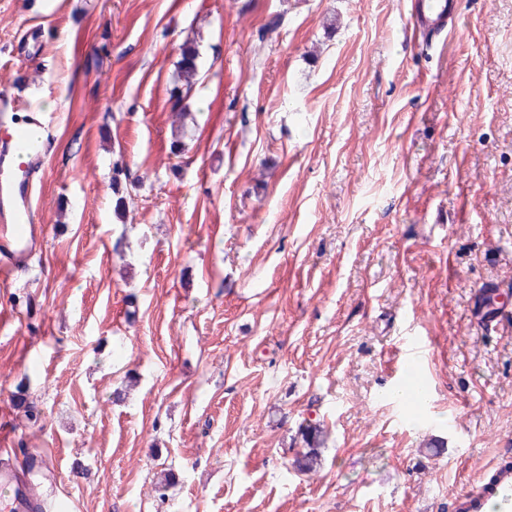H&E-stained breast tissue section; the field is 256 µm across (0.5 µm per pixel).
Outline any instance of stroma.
Wrapping results in <instances>:
<instances>
[{
    "instance_id": "1",
    "label": "stroma",
    "mask_w": 512,
    "mask_h": 512,
    "mask_svg": "<svg viewBox=\"0 0 512 512\" xmlns=\"http://www.w3.org/2000/svg\"><path fill=\"white\" fill-rule=\"evenodd\" d=\"M455 2L427 48L408 0H0L54 134L0 435L67 512H466L512 466V320L472 309L512 298V0ZM198 49L193 42L186 41L181 48L180 59L178 61L179 73L187 82L193 78L198 68ZM322 434L323 428L320 422L309 421L301 427V435L308 447V451L295 461V467L299 471L311 470L318 464L317 448L320 447Z\"/></svg>"
}]
</instances>
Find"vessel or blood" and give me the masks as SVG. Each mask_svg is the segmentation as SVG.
<instances>
[{
  "label": "vessel or blood",
  "instance_id": "1",
  "mask_svg": "<svg viewBox=\"0 0 512 512\" xmlns=\"http://www.w3.org/2000/svg\"><path fill=\"white\" fill-rule=\"evenodd\" d=\"M414 24L426 42L446 36L451 0H413ZM13 104L16 114L0 123V285L8 286L15 274L42 249L45 226L35 203L39 173L49 150L44 117L26 111L22 101L0 98ZM44 463L32 455L24 467L0 465V487L8 495L0 500V512H49L47 501L32 491L30 474ZM497 512H512V469L499 468L483 488L466 498L467 512H487L488 504Z\"/></svg>",
  "mask_w": 512,
  "mask_h": 512
}]
</instances>
